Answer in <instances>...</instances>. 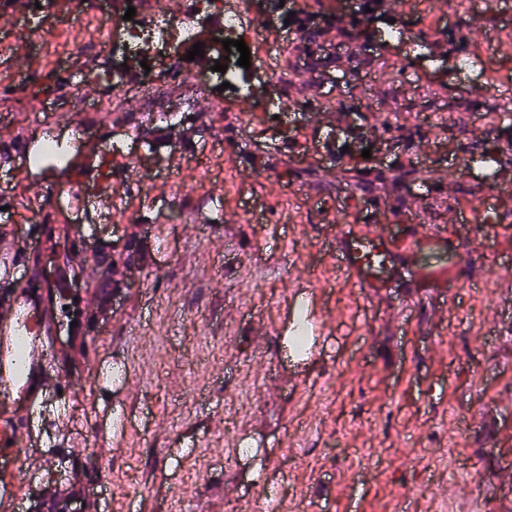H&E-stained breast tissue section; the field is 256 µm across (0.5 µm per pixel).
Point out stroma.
<instances>
[{"instance_id": "obj_1", "label": "stroma", "mask_w": 512, "mask_h": 512, "mask_svg": "<svg viewBox=\"0 0 512 512\" xmlns=\"http://www.w3.org/2000/svg\"><path fill=\"white\" fill-rule=\"evenodd\" d=\"M54 2L38 15L60 31L47 51L20 68L0 46V236L14 238L20 271L73 270L61 300L87 301L97 337L57 332L80 397L66 429L54 406L39 408L15 456L0 458L21 491L17 512H51L92 480L100 512L131 501L141 512H252L269 496L283 512H400L406 496L416 512H512V199L498 223L448 225L495 190L478 156L496 152L497 184L512 185L500 101L452 49L477 55L494 31L512 40V0H485L468 26L444 29L433 0H376L355 39L336 20L362 17L363 0H327L313 70L301 65L304 30L262 0L250 21L266 38L248 41L249 68L239 52L228 59L235 90L163 52L108 82L107 21L123 4ZM272 63L290 72L287 91ZM190 72L185 121L145 111L142 86L170 89ZM77 79L96 87L97 107L75 95ZM75 136L68 167L86 180L112 158L110 188L85 208L53 199L64 172L17 148ZM214 193L223 214L207 205ZM366 194L382 204L371 223L435 236L414 261L444 281L362 288L340 275L333 216ZM45 223L95 236L74 252L67 235L42 239ZM88 264L109 295L92 298ZM300 298L326 323L308 358L287 334ZM105 367L120 374L107 389L94 381ZM107 448L111 464L96 470Z\"/></svg>"}]
</instances>
